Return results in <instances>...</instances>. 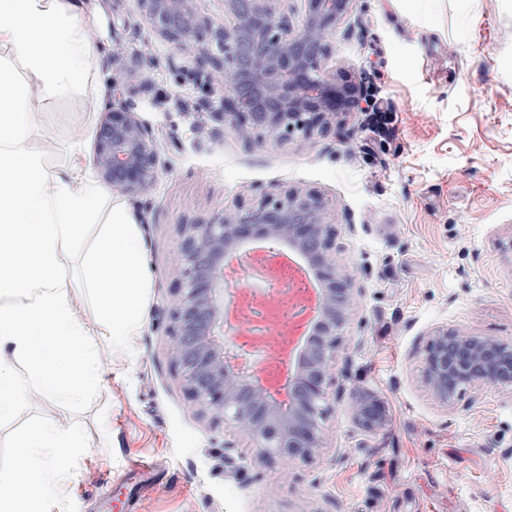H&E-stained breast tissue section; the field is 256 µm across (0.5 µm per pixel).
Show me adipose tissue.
Listing matches in <instances>:
<instances>
[{"label": "adipose tissue", "instance_id": "1", "mask_svg": "<svg viewBox=\"0 0 512 512\" xmlns=\"http://www.w3.org/2000/svg\"><path fill=\"white\" fill-rule=\"evenodd\" d=\"M85 0H0V419L27 394L76 397L96 387L99 372L88 332L65 292L61 257L85 250L83 285L98 299L97 316L113 339L140 323L146 261L138 223L125 204L79 160L55 169L28 149L31 116L42 101L83 93L94 50L84 37ZM102 230L85 246L88 225ZM29 359L18 375L12 359ZM27 481L0 470V512H39L70 466L66 448L82 447L79 431L44 425L25 442Z\"/></svg>", "mask_w": 512, "mask_h": 512}]
</instances>
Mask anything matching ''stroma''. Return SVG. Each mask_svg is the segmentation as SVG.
I'll list each match as a JSON object with an SVG mask.
<instances>
[{"instance_id":"obj_1","label":"stroma","mask_w":512,"mask_h":512,"mask_svg":"<svg viewBox=\"0 0 512 512\" xmlns=\"http://www.w3.org/2000/svg\"><path fill=\"white\" fill-rule=\"evenodd\" d=\"M92 88L45 101L32 150L92 157L113 77L157 136L159 175L134 201L147 286L136 331L112 341L80 286L82 251L63 261L92 335L100 382L76 398L29 394L0 419V469L49 423L85 442L45 512H512V397L476 386L446 409L422 382L425 333L438 324L512 341V0H355L327 74L363 82L393 113L381 137L367 113L307 142L246 144L212 120L224 91H201L193 66L143 20L137 0H94ZM314 189L336 209L339 262L359 304L336 366L345 391L390 412L364 433L337 405L326 446L285 466L254 460L246 440L200 416L169 348L181 274L178 224L250 201L255 187Z\"/></svg>"}]
</instances>
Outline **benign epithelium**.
<instances>
[{"label": "benign epithelium", "mask_w": 512, "mask_h": 512, "mask_svg": "<svg viewBox=\"0 0 512 512\" xmlns=\"http://www.w3.org/2000/svg\"><path fill=\"white\" fill-rule=\"evenodd\" d=\"M138 2L157 36L196 55L195 75L204 86L224 85V109L214 118L248 143L310 140L361 110L368 96L363 83L323 72L354 0H300L296 25L288 20V0H224L231 18L224 25L203 16L196 0ZM92 161L112 190L145 193L160 169L152 128L126 103L112 104L96 130ZM334 220L322 193L282 186L178 225L182 284L171 314L170 356L198 413L244 436L261 463L313 460L344 394L336 388V360L358 291L337 260ZM250 241L264 243L260 253L243 250ZM289 251L301 259L306 288L271 299L231 290L237 269L255 263L274 284L279 258ZM253 312L273 328L277 346L254 333ZM257 353L264 354L260 362ZM422 369L430 397L446 409L463 390L482 384L512 397V341L438 325L426 334ZM346 409L370 434L388 422L385 401L371 392H350Z\"/></svg>", "instance_id": "benign-epithelium-1"}]
</instances>
